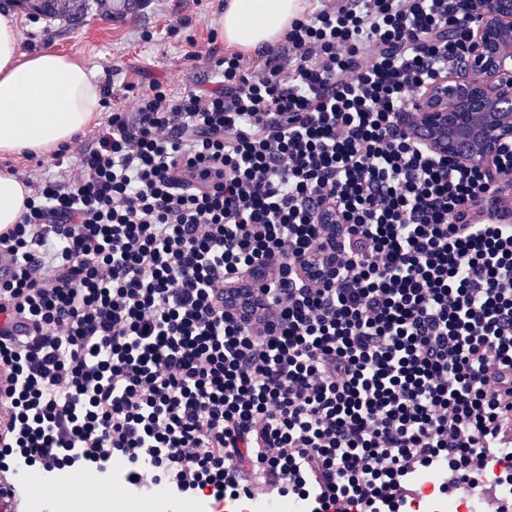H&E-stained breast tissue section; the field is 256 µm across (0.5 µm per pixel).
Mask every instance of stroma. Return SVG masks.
I'll return each instance as SVG.
<instances>
[{
    "mask_svg": "<svg viewBox=\"0 0 512 512\" xmlns=\"http://www.w3.org/2000/svg\"><path fill=\"white\" fill-rule=\"evenodd\" d=\"M17 14L21 53L50 48L66 55H80L97 67L102 86H148L160 80L180 91L206 84L204 67L186 61L187 52L207 57L212 48L223 47L213 39L221 31L223 13L219 0H146L141 10L116 19L98 16L50 22L33 17L17 0H0V12ZM154 38L146 42L143 32Z\"/></svg>",
    "mask_w": 512,
    "mask_h": 512,
    "instance_id": "stroma-1",
    "label": "stroma"
}]
</instances>
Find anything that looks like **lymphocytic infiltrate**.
Here are the masks:
<instances>
[{"instance_id": "lymphocytic-infiltrate-1", "label": "lymphocytic infiltrate", "mask_w": 512, "mask_h": 512, "mask_svg": "<svg viewBox=\"0 0 512 512\" xmlns=\"http://www.w3.org/2000/svg\"><path fill=\"white\" fill-rule=\"evenodd\" d=\"M476 0H323L212 90L124 86L73 172L0 233V478L119 458L171 496L400 512L412 472L465 482L512 413V193L435 157L402 113L445 75ZM213 183L198 193L193 179ZM253 287L230 288L232 274ZM252 501L246 503V512H289L290 505L277 491H254ZM289 510V511H288Z\"/></svg>"}]
</instances>
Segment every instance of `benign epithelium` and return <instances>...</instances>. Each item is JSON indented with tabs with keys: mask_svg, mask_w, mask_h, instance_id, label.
<instances>
[{
	"mask_svg": "<svg viewBox=\"0 0 512 512\" xmlns=\"http://www.w3.org/2000/svg\"><path fill=\"white\" fill-rule=\"evenodd\" d=\"M402 128L460 163L494 170L512 140V0H477L464 53L403 116Z\"/></svg>",
	"mask_w": 512,
	"mask_h": 512,
	"instance_id": "1",
	"label": "benign epithelium"
}]
</instances>
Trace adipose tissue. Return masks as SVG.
I'll use <instances>...</instances> for the list:
<instances>
[{
    "instance_id": "adipose-tissue-1",
    "label": "adipose tissue",
    "mask_w": 512,
    "mask_h": 512,
    "mask_svg": "<svg viewBox=\"0 0 512 512\" xmlns=\"http://www.w3.org/2000/svg\"><path fill=\"white\" fill-rule=\"evenodd\" d=\"M304 0H226L224 47L254 58L277 47ZM102 109L97 69L45 49H19V24L0 14V153L45 155L84 134Z\"/></svg>"
}]
</instances>
